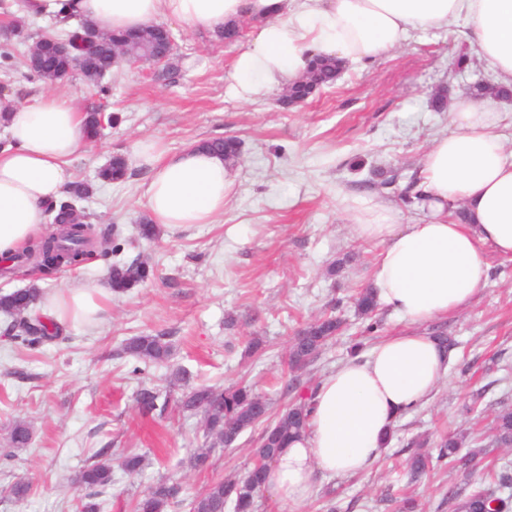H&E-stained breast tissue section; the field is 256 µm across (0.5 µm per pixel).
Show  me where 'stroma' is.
Listing matches in <instances>:
<instances>
[{
  "mask_svg": "<svg viewBox=\"0 0 512 512\" xmlns=\"http://www.w3.org/2000/svg\"><path fill=\"white\" fill-rule=\"evenodd\" d=\"M468 31L462 18L412 32L394 51L349 63L332 87L294 107L282 105L277 90L250 102L234 98V61L246 44L204 30L174 28L173 85L149 65L113 68L104 78L108 94L77 76L48 86L23 64L0 67L6 96L24 100L49 89L73 97L81 111L119 115L118 125L74 162L75 177L90 189L86 205L96 231L115 227L111 242L120 259L140 256L157 270L153 281L113 297L96 330L76 325L36 350L0 335V446L15 420L33 430L26 451L0 462V512H74L71 478L102 449L115 462L130 450L147 456L139 478L114 469L102 512H128L129 502L161 479L179 489L184 505L176 512H188L187 501L211 482L245 472L259 432L247 430L234 448L218 450L208 472L191 471L186 460L204 442L197 416H141V388L166 390L172 369L183 367L193 384L244 382L279 408L315 389L354 343L368 349L407 329L381 308L371 316L377 331L364 335L354 297L367 287L382 246L357 239L353 226L362 200L372 197L394 203L399 223L427 218L414 199L415 182L432 142L450 128L449 113L433 111L431 101L441 90L451 101L467 97L470 84L492 76L474 56ZM463 54L471 62L461 72L454 62ZM227 136L241 141L242 155L224 213L212 224L139 240L137 227L149 217L148 171L129 169L121 183L96 177L113 153L130 152L141 139L176 152ZM340 259L344 267L329 275ZM489 263L487 284L471 304L425 324L428 334L456 342L448 378L428 402L399 417L382 460L356 476L320 480L307 502H284L275 512H327L332 504L339 512H399L406 497L417 512H451L448 489L487 484L492 462L512 461V450L492 446L489 432L495 413L512 409V260L493 253ZM330 311L345 322L341 335L312 365L291 371L290 341ZM143 333L162 336L172 356L137 374L122 345ZM255 336L265 351L250 357L245 349ZM448 432L485 448L475 470L442 466L410 481L404 463L416 440L433 443ZM21 475L34 486L22 504L4 493Z\"/></svg>",
  "mask_w": 512,
  "mask_h": 512,
  "instance_id": "stroma-1",
  "label": "stroma"
}]
</instances>
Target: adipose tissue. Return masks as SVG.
I'll return each instance as SVG.
<instances>
[{"label":"adipose tissue","instance_id":"obj_1","mask_svg":"<svg viewBox=\"0 0 512 512\" xmlns=\"http://www.w3.org/2000/svg\"><path fill=\"white\" fill-rule=\"evenodd\" d=\"M28 16L88 20L106 33L133 31L162 19L183 30L214 31L249 18L260 26L236 57L233 93L250 101L284 88L310 55L363 61L397 49L415 30L440 29L458 17L471 44L512 88V0H26ZM0 258L38 236L44 207L73 182L71 163L87 142L86 116L73 100L43 92L22 102L0 100ZM496 116L455 101L452 129L423 160L417 184L429 210L423 223L401 224L393 206L366 202L358 239L383 250L370 287L379 306L412 324L468 305L488 280V254L512 256V150L495 133ZM129 165L147 168L153 223L174 231L210 224L232 190L223 156L189 145L167 153L138 141ZM112 304L108 283L67 284L35 311L59 326L97 329ZM450 356L427 334L401 332L355 354L312 394L307 430L283 448L266 473L272 497L301 503L318 478L360 474L381 458L398 417L429 400L448 375Z\"/></svg>","mask_w":512,"mask_h":512}]
</instances>
